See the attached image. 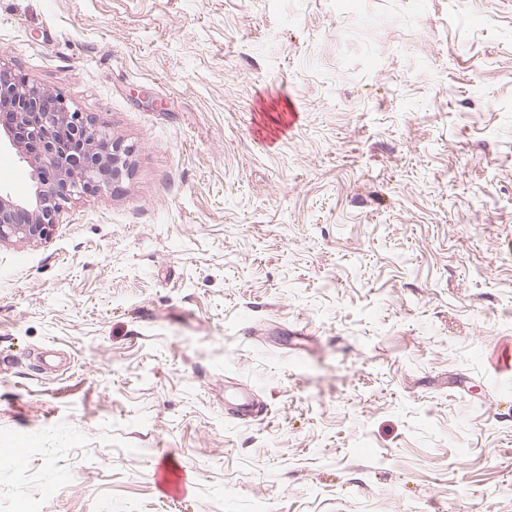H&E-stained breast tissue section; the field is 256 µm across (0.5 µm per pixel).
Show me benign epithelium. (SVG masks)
<instances>
[{
	"label": "benign epithelium",
	"instance_id": "1",
	"mask_svg": "<svg viewBox=\"0 0 512 512\" xmlns=\"http://www.w3.org/2000/svg\"><path fill=\"white\" fill-rule=\"evenodd\" d=\"M31 169L30 190L0 194V244L46 238L68 198L105 190L131 175L133 148L72 111L44 87H17L0 77V146Z\"/></svg>",
	"mask_w": 512,
	"mask_h": 512
}]
</instances>
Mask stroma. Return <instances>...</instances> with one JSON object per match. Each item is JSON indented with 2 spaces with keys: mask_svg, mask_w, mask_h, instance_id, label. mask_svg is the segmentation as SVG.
I'll return each instance as SVG.
<instances>
[{
  "mask_svg": "<svg viewBox=\"0 0 512 512\" xmlns=\"http://www.w3.org/2000/svg\"><path fill=\"white\" fill-rule=\"evenodd\" d=\"M0 56L135 148L0 246V512H512V0H0Z\"/></svg>",
  "mask_w": 512,
  "mask_h": 512,
  "instance_id": "stroma-1",
  "label": "stroma"
}]
</instances>
